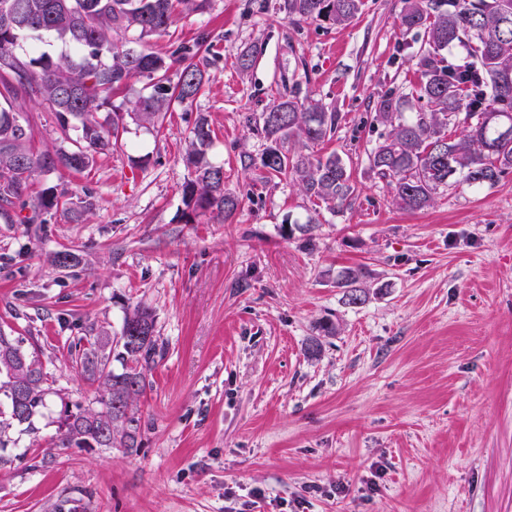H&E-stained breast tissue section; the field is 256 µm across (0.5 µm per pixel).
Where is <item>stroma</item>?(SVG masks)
<instances>
[{
	"label": "stroma",
	"mask_w": 512,
	"mask_h": 512,
	"mask_svg": "<svg viewBox=\"0 0 512 512\" xmlns=\"http://www.w3.org/2000/svg\"><path fill=\"white\" fill-rule=\"evenodd\" d=\"M281 2L213 0L151 40L164 55L208 32L210 80L160 128L127 123L91 169L37 176L36 195L91 191L90 212L0 217V333L50 388L32 429L13 426L0 451V512H512V172L401 209L368 155L389 132L370 123L378 94L419 80L403 0L298 26ZM253 44L262 52L240 73ZM295 83L339 114L307 152L345 162L354 192L341 210L259 165L255 122ZM24 113L36 148L71 149L46 106ZM202 118L205 158L240 202L224 223L184 202ZM57 251L69 267L52 265ZM346 268L369 290L357 307L336 285ZM137 306L158 341L139 448L58 447L62 404L97 396L78 340H118ZM323 320L334 335L320 336Z\"/></svg>",
	"instance_id": "35a3bbf8"
}]
</instances>
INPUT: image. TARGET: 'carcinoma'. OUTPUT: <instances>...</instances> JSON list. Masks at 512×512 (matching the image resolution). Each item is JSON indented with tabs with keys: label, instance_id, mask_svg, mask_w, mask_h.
I'll list each match as a JSON object with an SVG mask.
<instances>
[{
	"label": "carcinoma",
	"instance_id": "carcinoma-1",
	"mask_svg": "<svg viewBox=\"0 0 512 512\" xmlns=\"http://www.w3.org/2000/svg\"><path fill=\"white\" fill-rule=\"evenodd\" d=\"M213 0H0V209H31L28 224H43L52 210L67 211V192L32 195L39 173L60 168L82 172L99 155L112 149V139L130 118L155 127L172 104L193 102L208 81L198 62L209 50V36L176 45L167 55L141 46L168 33L178 17L207 14ZM400 15L406 31L423 32L418 59L419 82L412 94L426 110L403 118L405 97L380 94L373 121L390 127L389 135L371 150L372 170L388 180L394 200L414 211L431 204L437 190L454 182L469 188L493 185L512 170V0H404ZM361 0H284L293 24L308 20L349 23ZM61 41L67 52L54 59L41 51L44 36ZM28 51L19 52L23 42ZM457 43L468 60L456 64L445 53ZM261 53L254 44L237 60L247 73ZM148 80L149 92L137 94L133 109L114 105L129 97L132 80ZM41 101L55 113L61 136L69 138L71 120L80 121L73 149L38 150L29 123L22 116L28 101ZM112 107L108 125L96 118ZM339 114L321 101L300 96L294 85L261 113L258 127L270 145L262 168L270 175L293 174L309 197L339 210L353 193L343 160L331 153L311 158L290 156L288 144L306 145L331 139ZM186 161L194 178L185 183L186 204L193 212L223 223L238 210V199L224 192V167L205 160L211 129L200 119ZM361 270L348 268L336 284L345 289L348 304L365 301L358 287ZM112 354L108 343L96 339L80 358L87 379L98 383L97 406L60 411V448L139 447L135 409L144 390L145 371L157 354L155 325L144 309L129 313ZM121 371L110 367V359ZM24 387L15 393L16 385ZM46 375L8 336L0 335V447L13 425L31 424L47 405Z\"/></svg>",
	"mask_w": 512,
	"mask_h": 512
}]
</instances>
